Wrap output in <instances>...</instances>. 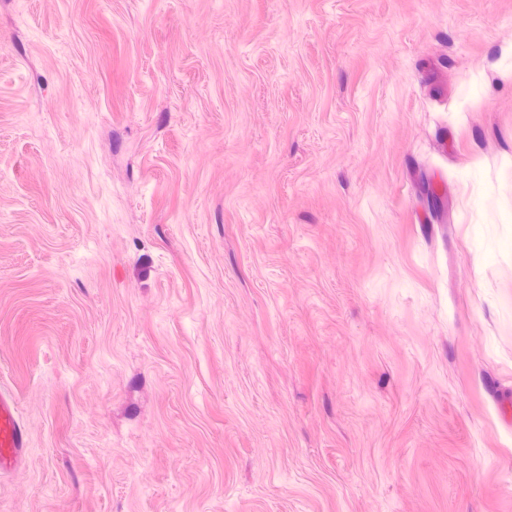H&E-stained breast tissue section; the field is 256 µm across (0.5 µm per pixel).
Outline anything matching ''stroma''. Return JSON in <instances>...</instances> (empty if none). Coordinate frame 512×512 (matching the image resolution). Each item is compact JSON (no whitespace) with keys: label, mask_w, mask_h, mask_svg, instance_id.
I'll return each instance as SVG.
<instances>
[{"label":"stroma","mask_w":512,"mask_h":512,"mask_svg":"<svg viewBox=\"0 0 512 512\" xmlns=\"http://www.w3.org/2000/svg\"><path fill=\"white\" fill-rule=\"evenodd\" d=\"M496 205L512 0H0V512H512ZM494 226L475 224L470 230L469 250L480 264L512 262V236L500 233ZM28 440L14 394L0 385V477L14 474L27 452Z\"/></svg>","instance_id":"1"}]
</instances>
